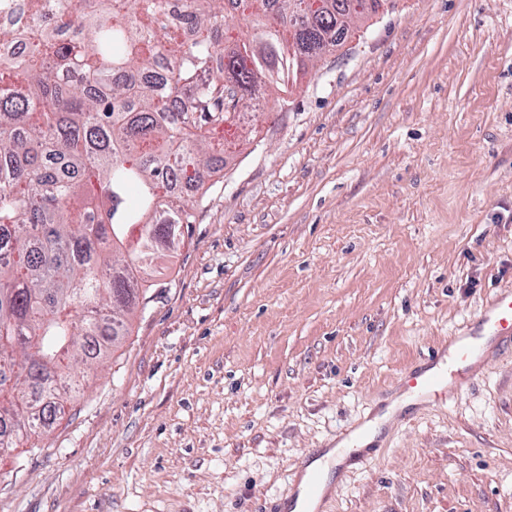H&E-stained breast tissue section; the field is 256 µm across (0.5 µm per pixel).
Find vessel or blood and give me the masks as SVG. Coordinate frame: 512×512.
<instances>
[{
  "instance_id": "vessel-or-blood-1",
  "label": "vessel or blood",
  "mask_w": 512,
  "mask_h": 512,
  "mask_svg": "<svg viewBox=\"0 0 512 512\" xmlns=\"http://www.w3.org/2000/svg\"><path fill=\"white\" fill-rule=\"evenodd\" d=\"M481 326L491 336L512 343V291H501L481 319ZM485 354L474 335L450 337L447 344L434 349L431 366L423 372L399 380L398 385L426 402L454 400L461 387L474 378L475 365Z\"/></svg>"
}]
</instances>
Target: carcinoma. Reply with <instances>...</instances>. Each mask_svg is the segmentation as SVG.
<instances>
[{
  "label": "carcinoma",
  "instance_id": "carcinoma-1",
  "mask_svg": "<svg viewBox=\"0 0 512 512\" xmlns=\"http://www.w3.org/2000/svg\"><path fill=\"white\" fill-rule=\"evenodd\" d=\"M93 2L59 0L42 21L56 41L0 67V457L64 413L87 337L128 335L149 267L194 221L195 203L165 190L184 177L207 192L211 129L237 124L257 90L288 92L381 4L240 0L254 33L232 40L225 0H184L188 43L162 0H136L139 19Z\"/></svg>",
  "mask_w": 512,
  "mask_h": 512
}]
</instances>
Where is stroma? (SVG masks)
<instances>
[{
    "mask_svg": "<svg viewBox=\"0 0 512 512\" xmlns=\"http://www.w3.org/2000/svg\"><path fill=\"white\" fill-rule=\"evenodd\" d=\"M121 345L0 512H256L512 289V0H386L268 87ZM318 512H512V352L384 424Z\"/></svg>",
    "mask_w": 512,
    "mask_h": 512,
    "instance_id": "35a3bbf8",
    "label": "stroma"
}]
</instances>
